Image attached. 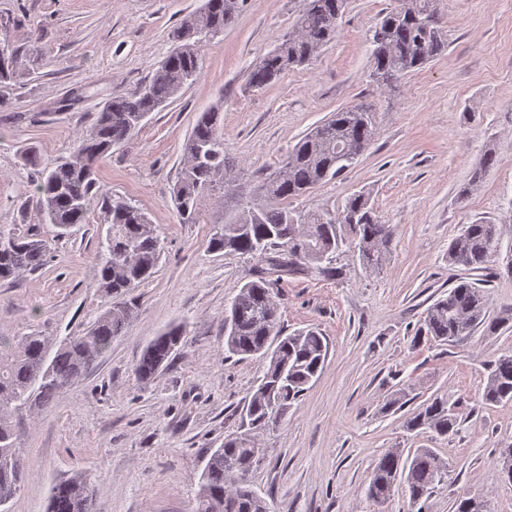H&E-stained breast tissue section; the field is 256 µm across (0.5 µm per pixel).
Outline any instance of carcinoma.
I'll return each mask as SVG.
<instances>
[{
	"label": "carcinoma",
	"mask_w": 512,
	"mask_h": 512,
	"mask_svg": "<svg viewBox=\"0 0 512 512\" xmlns=\"http://www.w3.org/2000/svg\"><path fill=\"white\" fill-rule=\"evenodd\" d=\"M247 0H204L202 7L184 16L170 33L173 48L152 78L131 92L112 97L98 113L91 129L57 165L41 172L35 192L46 223L62 231L87 223L98 196L97 163L112 148L130 138L144 119L179 97L201 74L200 47L224 32L242 12ZM345 0H304L294 26L265 55L250 74L254 88H264L293 68L302 67L336 35ZM372 81L390 89L404 75L424 67L448 48V32L441 25L435 0H399L373 34ZM34 70L20 49L0 33V90L13 89ZM224 103L218 101L200 113L182 145L184 165L173 187L179 223L198 222L207 198L224 196L236 169L224 154ZM375 112L365 106L341 108L302 138L283 164V174L267 176L259 190L270 201L252 200L214 225L209 249L214 253L249 255L260 263L253 279L244 283L224 317V350L247 358L262 355L269 363L240 413L241 432L224 440L209 455L201 475L192 512H271L268 501L248 487L247 475L264 459L255 447L258 434L273 429L304 395L322 370L329 345L314 327L284 335L278 328L279 304L275 288L282 275L315 274L332 279L341 275L336 254L348 249L365 269L386 264L394 229L382 223L370 193L351 195L337 214L288 206L329 177L351 167L370 144ZM496 164L489 152L469 187L478 186ZM103 221L112 228L98 270V288L113 302L83 332L61 341L40 331L25 336L0 333V512L21 488L28 465L21 448L20 416L57 401L75 379L86 374L107 352L112 339L122 335L134 315L123 301L148 280L161 255V241L148 216L121 197H102ZM499 225L486 221L465 225L448 246V263L484 272L499 256ZM48 243L40 234L0 229V282H15L39 270L46 261ZM512 320V311L489 315L485 290L461 280L426 312L415 338L452 342L481 329L492 336ZM181 325L167 328L144 348L135 368L142 383L154 380L184 344ZM483 404L512 402V355L494 359L481 395ZM458 404L444 395L423 402L405 420L407 432L430 430L439 436L456 431ZM447 463L430 448L404 455L388 449L376 462L367 488L369 499L387 503L395 487L405 484L410 501L428 498L444 481ZM453 512H491L480 496L463 494ZM48 512H95L94 494L81 472L57 483Z\"/></svg>",
	"instance_id": "cac0c4a2"
}]
</instances>
